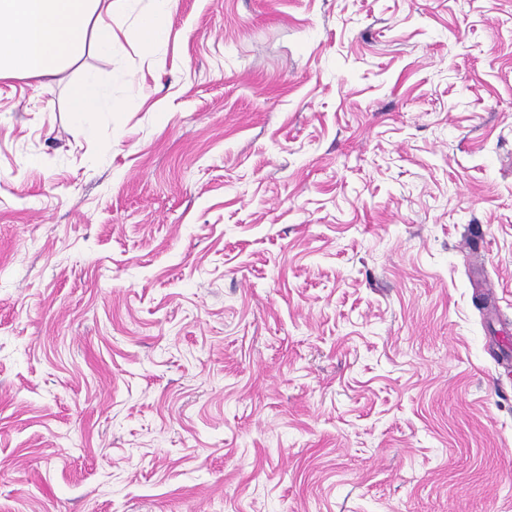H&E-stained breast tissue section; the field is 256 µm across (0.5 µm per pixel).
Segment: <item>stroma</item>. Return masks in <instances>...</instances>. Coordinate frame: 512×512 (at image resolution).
I'll return each mask as SVG.
<instances>
[{
    "label": "stroma",
    "instance_id": "stroma-1",
    "mask_svg": "<svg viewBox=\"0 0 512 512\" xmlns=\"http://www.w3.org/2000/svg\"><path fill=\"white\" fill-rule=\"evenodd\" d=\"M0 81V512H512V0H178ZM177 0H148L140 13L139 35L141 44L148 48L160 45L167 36L168 24ZM123 105L112 100L96 72L85 73L81 86L70 96L68 109L73 121L93 134L89 118L97 112H122Z\"/></svg>",
    "mask_w": 512,
    "mask_h": 512
}]
</instances>
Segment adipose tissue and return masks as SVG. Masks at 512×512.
<instances>
[{"instance_id": "adipose-tissue-1", "label": "adipose tissue", "mask_w": 512, "mask_h": 512, "mask_svg": "<svg viewBox=\"0 0 512 512\" xmlns=\"http://www.w3.org/2000/svg\"><path fill=\"white\" fill-rule=\"evenodd\" d=\"M131 0H0V80L55 77L85 52L111 57L120 16ZM177 0H148L139 17L142 45L154 48L167 36ZM68 109L79 126L97 112H118L96 72H86Z\"/></svg>"}]
</instances>
